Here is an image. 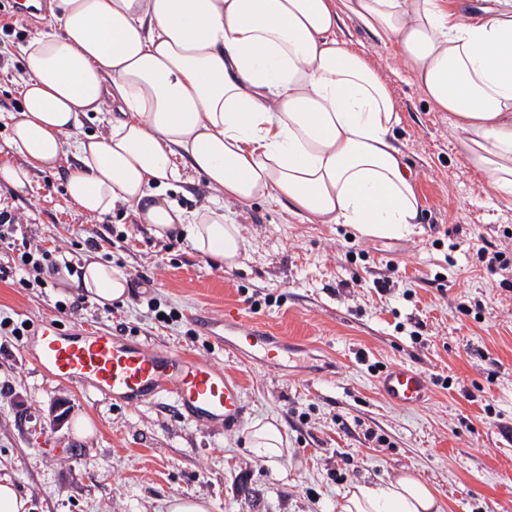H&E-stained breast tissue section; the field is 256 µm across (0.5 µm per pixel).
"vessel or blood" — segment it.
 <instances>
[{"label": "vessel or blood", "instance_id": "1", "mask_svg": "<svg viewBox=\"0 0 512 512\" xmlns=\"http://www.w3.org/2000/svg\"><path fill=\"white\" fill-rule=\"evenodd\" d=\"M196 321L204 336L234 356L280 364L293 352L291 343L243 312L225 320L202 313ZM26 350L47 378L106 399L135 406L169 396L187 419L228 429L245 417L235 376L170 347L128 342L103 329L67 330L45 318ZM375 384L385 400L406 407L421 405L430 395L425 374L405 363L383 370Z\"/></svg>", "mask_w": 512, "mask_h": 512}]
</instances>
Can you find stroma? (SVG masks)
<instances>
[{"instance_id": "stroma-1", "label": "stroma", "mask_w": 512, "mask_h": 512, "mask_svg": "<svg viewBox=\"0 0 512 512\" xmlns=\"http://www.w3.org/2000/svg\"><path fill=\"white\" fill-rule=\"evenodd\" d=\"M40 16L0 0V113L19 109V48ZM388 86L402 116L395 130L417 171L418 225L399 239L367 238L343 224H311L263 201L229 203L246 253L218 269L186 240L155 239L125 208L92 217L67 201L64 172H37L34 190L0 183V207L22 234L81 264L96 233L100 260L130 282L150 278V297L102 306L66 274L21 286L0 250V320L108 329L209 360L243 385L244 425L224 430L183 418L172 398L129 407L48 379L26 339L0 330V475L28 512H166L171 497L204 499L209 512H339L356 484L409 471L432 486L441 512H512V292L472 248L485 239L512 253V197L495 192L455 146L447 113L432 109L400 60L356 21L342 25ZM357 255L346 258L347 244ZM298 345L287 369L227 356L193 316L252 310ZM408 363L447 377L416 407L390 404L374 381ZM64 411L63 423L53 421ZM92 432L77 435L78 418ZM276 418L288 449L276 464L245 448L247 423Z\"/></svg>"}]
</instances>
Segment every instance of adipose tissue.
<instances>
[{
    "label": "adipose tissue",
    "mask_w": 512,
    "mask_h": 512,
    "mask_svg": "<svg viewBox=\"0 0 512 512\" xmlns=\"http://www.w3.org/2000/svg\"><path fill=\"white\" fill-rule=\"evenodd\" d=\"M443 0H55L59 30L20 48L21 109L7 113L16 163L0 181L19 193L32 171L68 162L66 193L82 213L125 207L159 239L184 235L219 266L244 253L225 201L286 205L313 224L402 238L419 214L417 173L397 145L387 85L351 43L357 21L393 50L436 110L447 113L471 166L512 196V0L475 21ZM98 114L102 131L82 133ZM212 195L192 210L167 192L186 171ZM73 281L99 304L126 301L127 276L84 260ZM283 424L255 421L245 445L276 462ZM406 473L359 484L341 512H434Z\"/></svg>",
    "instance_id": "1"
}]
</instances>
